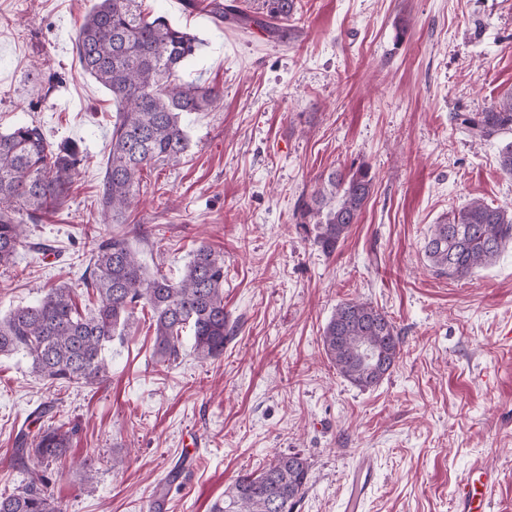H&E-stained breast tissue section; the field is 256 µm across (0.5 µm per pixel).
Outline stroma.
<instances>
[{
	"instance_id": "35a3bbf8",
	"label": "stroma",
	"mask_w": 512,
	"mask_h": 512,
	"mask_svg": "<svg viewBox=\"0 0 512 512\" xmlns=\"http://www.w3.org/2000/svg\"><path fill=\"white\" fill-rule=\"evenodd\" d=\"M93 5L0 0V132L32 122L81 152L66 205L0 267V315L65 283L93 308L88 261L118 232L148 272L173 279L200 244L222 253L234 333L218 359L162 364L150 315L138 314L93 386L52 387L25 359L0 356V494L26 482L16 435L49 402L72 432L47 469L67 512H147L176 467L164 512H211L239 474L278 453L309 463L295 512H346L363 454L375 474L360 512H454V485L475 461L499 475L491 512H512V245L462 280L436 275L423 252L431 225L468 199L512 208L502 139L471 141L455 120L512 90V0H299L284 41L179 0H143L202 39L179 78L222 99L185 115L186 156L144 171L141 204L119 225L99 221L116 108L76 53ZM361 163L372 193L325 254L298 204ZM352 299L385 311L402 338L397 365L367 390L322 348L337 304Z\"/></svg>"
}]
</instances>
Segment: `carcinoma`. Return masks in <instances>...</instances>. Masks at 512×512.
Returning <instances> with one entry per match:
<instances>
[{
    "mask_svg": "<svg viewBox=\"0 0 512 512\" xmlns=\"http://www.w3.org/2000/svg\"><path fill=\"white\" fill-rule=\"evenodd\" d=\"M142 0H97L77 37L84 72L104 87L116 104L111 149L100 209L106 224H124L136 203L142 173L157 163H180L189 147L182 117L201 112L221 96L214 87L189 85L178 71L196 54V38L162 16L147 18ZM187 7L217 21L259 26L272 37L294 34L297 0H263L255 15L223 0H188ZM468 137L488 141L512 134V92L481 112L456 115ZM80 163L76 145L53 144L41 127L22 123L0 133V267L15 265L26 224L39 223L50 207H61ZM373 187L365 165L328 174L322 188L300 206V223L314 225L313 243L333 253L357 223ZM512 243V211L473 198L433 225L424 255L439 276L464 279L492 265ZM90 278L97 308L81 313L74 288H50L33 304L17 306L0 318V355L20 354L31 371L53 384L101 383L108 378L105 350L146 309L154 328L153 356L176 362L185 341L196 359L224 354L230 329L224 312V256L206 244L192 253L181 277L148 273L123 236L101 239L91 258ZM323 351L336 372L366 390L378 385L400 358L402 340L389 316L371 303H339L322 334ZM69 432L64 424L21 432L16 452L49 464L65 457ZM309 464L299 453H278L261 469L239 475L211 512H294L305 494ZM178 473L156 486L148 512H156ZM0 512H64L38 473L19 491L0 495Z\"/></svg>",
    "mask_w": 512,
    "mask_h": 512,
    "instance_id": "cac0c4a2",
    "label": "carcinoma"
}]
</instances>
